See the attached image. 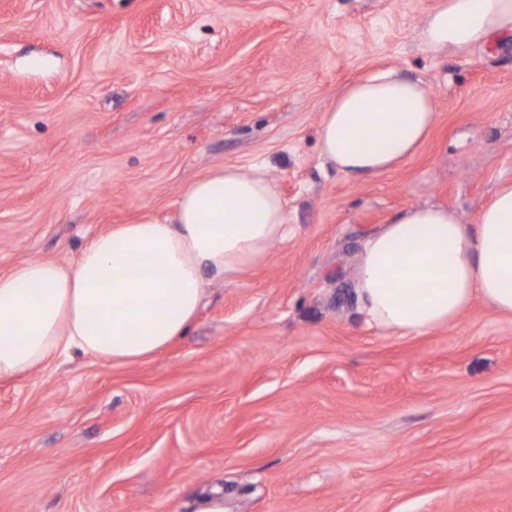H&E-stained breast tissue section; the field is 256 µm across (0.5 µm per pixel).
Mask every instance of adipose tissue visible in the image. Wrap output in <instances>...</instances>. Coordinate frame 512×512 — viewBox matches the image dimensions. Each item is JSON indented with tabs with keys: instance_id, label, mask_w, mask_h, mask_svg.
Here are the masks:
<instances>
[{
	"instance_id": "obj_1",
	"label": "adipose tissue",
	"mask_w": 512,
	"mask_h": 512,
	"mask_svg": "<svg viewBox=\"0 0 512 512\" xmlns=\"http://www.w3.org/2000/svg\"><path fill=\"white\" fill-rule=\"evenodd\" d=\"M512 34V0H438L417 35L456 57ZM435 118L420 81L387 69L347 86L320 119L321 157L353 177L411 157ZM288 235L274 185L236 165L192 181L172 220L142 218L89 236L73 263L31 259L0 274V378L80 353L145 361L189 333L211 280L260 261ZM369 325L402 336L456 321L474 300L512 315V181L477 223L409 206L362 243L353 268Z\"/></svg>"
}]
</instances>
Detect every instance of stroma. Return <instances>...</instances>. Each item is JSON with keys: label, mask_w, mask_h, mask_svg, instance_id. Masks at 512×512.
<instances>
[{"label": "stroma", "mask_w": 512, "mask_h": 512, "mask_svg": "<svg viewBox=\"0 0 512 512\" xmlns=\"http://www.w3.org/2000/svg\"><path fill=\"white\" fill-rule=\"evenodd\" d=\"M436 4L0 0L1 274L172 218L230 164L290 224L151 359L0 380V512H512V315L477 301L403 337L366 324L351 275L404 208L474 224L512 181V36L432 56ZM387 68L432 95V131L356 180L320 157L319 121Z\"/></svg>", "instance_id": "stroma-1"}]
</instances>
